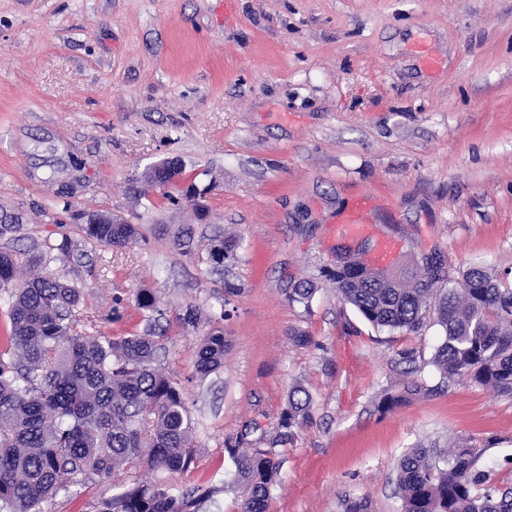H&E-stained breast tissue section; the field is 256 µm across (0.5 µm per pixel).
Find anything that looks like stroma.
I'll use <instances>...</instances> for the list:
<instances>
[{
    "label": "stroma",
    "instance_id": "1",
    "mask_svg": "<svg viewBox=\"0 0 512 512\" xmlns=\"http://www.w3.org/2000/svg\"><path fill=\"white\" fill-rule=\"evenodd\" d=\"M168 160L197 174L173 187V204L144 188ZM192 186L195 206L182 198ZM361 197L402 255L512 269V0H0V209L23 216L0 250L43 253L84 314L121 296V320L103 327L112 337L143 331L135 294L157 289L168 322L158 366L195 422V468L174 482L218 485L206 512H237L225 441L251 422L254 447H268L297 385L313 395V422L280 448L267 512H344L355 500L400 512L396 462L422 443L476 444L512 481V397L461 381L378 410L405 380L402 351L438 382L442 330L430 319L416 333L375 328L325 280L337 226ZM75 209L112 212L139 237L82 245ZM187 227L190 246L177 249ZM64 234L79 250L44 254ZM218 235L240 242L220 265ZM300 279L318 287L307 307L288 301ZM228 283L241 292L224 366L199 381L194 350ZM189 307L197 322L185 328ZM130 479L115 470L48 512H93Z\"/></svg>",
    "mask_w": 512,
    "mask_h": 512
}]
</instances>
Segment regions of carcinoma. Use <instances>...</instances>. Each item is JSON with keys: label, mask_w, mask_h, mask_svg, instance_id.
<instances>
[{"label": "carcinoma", "mask_w": 512, "mask_h": 512, "mask_svg": "<svg viewBox=\"0 0 512 512\" xmlns=\"http://www.w3.org/2000/svg\"><path fill=\"white\" fill-rule=\"evenodd\" d=\"M185 174V165L163 162L146 184H164ZM84 241L125 248L137 237L136 225L83 224ZM234 238H215L214 261L236 255ZM17 273L16 255L0 251V286ZM483 266L458 274L437 255L410 258L385 273L369 269L361 253L336 256L327 280L341 299L377 329L418 331L426 315L443 336L431 363L438 385L417 379L398 395L386 393L379 408L391 410L413 396L442 392L459 380L512 396V288ZM446 287H440V284ZM316 287L296 282L288 300L305 307ZM82 294L59 276L34 274L6 301L7 320L0 344V512H48L59 495L74 498L78 488L117 468L163 470L184 476L195 467L193 421L183 387L155 367L158 342L130 332L114 339L95 320H83ZM143 320L161 312L155 291L135 296ZM224 329L213 328L195 351L194 377L204 380L224 364ZM311 393L302 386L288 395L279 433L269 449L241 451L244 437L225 442L224 452L243 489L239 512H265L282 460L274 451L292 443L312 423ZM482 450L459 444L446 451L418 446L398 460L401 512H512V484L502 485L480 465ZM214 486L178 489L168 482L135 479L101 497L94 512H199Z\"/></svg>", "instance_id": "obj_1"}]
</instances>
